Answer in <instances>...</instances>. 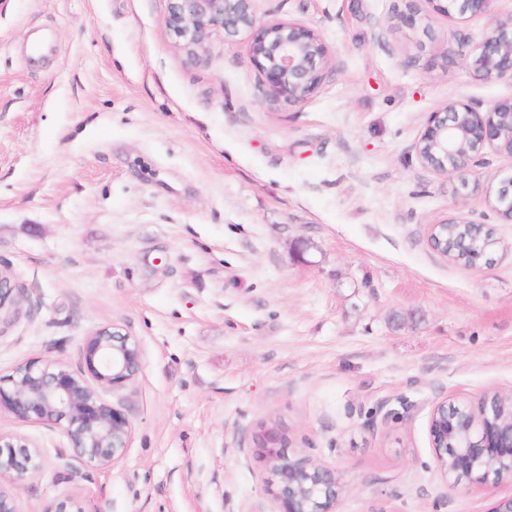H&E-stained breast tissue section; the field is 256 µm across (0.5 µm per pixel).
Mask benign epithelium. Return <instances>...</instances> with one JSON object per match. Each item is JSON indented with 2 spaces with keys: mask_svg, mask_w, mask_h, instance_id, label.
<instances>
[{
  "mask_svg": "<svg viewBox=\"0 0 512 512\" xmlns=\"http://www.w3.org/2000/svg\"><path fill=\"white\" fill-rule=\"evenodd\" d=\"M449 16L495 13L498 0H428ZM168 25L189 47H201L215 30L228 36L247 34V60L263 77L268 93L290 103L306 101L337 69L322 37L294 22L261 21L252 0H169ZM464 65L478 80L512 83V18L499 21L485 38L463 55ZM420 165L443 176L461 178L482 156L493 151L512 157V96L487 108L450 98L430 113L413 146ZM486 205L512 222V175L480 185ZM479 226L458 217L429 225L432 245L448 224ZM26 291L0 270V311H11ZM83 365L77 369L57 360L30 359L7 378H0V410L21 422L60 428L68 446L58 453L57 478L74 482L86 468H104L124 456L132 435L126 415L104 393L125 387L142 363L138 342L114 325L86 337ZM428 429L435 468L452 490L473 485H512V399L497 404L481 398L468 410L442 399L430 410ZM270 467L268 492L276 512H336L341 484L336 473L304 456L287 453L273 434L258 448ZM44 471L40 446L22 437L0 435V483L21 486ZM42 512H87L75 495L45 504Z\"/></svg>",
  "mask_w": 512,
  "mask_h": 512,
  "instance_id": "1",
  "label": "benign epithelium"
}]
</instances>
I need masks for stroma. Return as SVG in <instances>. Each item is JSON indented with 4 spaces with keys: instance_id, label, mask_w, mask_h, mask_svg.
Masks as SVG:
<instances>
[{
    "instance_id": "1",
    "label": "stroma",
    "mask_w": 512,
    "mask_h": 512,
    "mask_svg": "<svg viewBox=\"0 0 512 512\" xmlns=\"http://www.w3.org/2000/svg\"><path fill=\"white\" fill-rule=\"evenodd\" d=\"M168 7L0 0V267L27 293L0 322V376L34 357L79 367L112 324L142 351L108 395L133 427L114 466L59 481L63 432L0 413L45 461L18 512L65 495L88 512H273L269 432L336 472L339 512H491L512 486L448 489L428 416L512 395V223L413 146L448 98L512 95L454 39L478 44L512 0L463 17L417 0L408 23L403 0H253L338 62L299 104L267 95L245 36L186 47ZM467 215L498 241L474 268L428 242ZM448 224H459V225H468V226H471V225H473V226H479V225L480 226H487L483 222H479L477 220H474V219H471V218H468V217H458V218H455V219H452V220H449V221L447 219L446 221L441 222L439 224L429 225V240H430L431 244L433 245V247L438 252H440L446 258L448 257V251H447V253L443 252L440 249V247L437 245V243H439V245H441V242H442V240L439 237L438 230L439 229H446L448 231V241L452 240L460 232L463 231L462 228H450V229H448ZM448 241H447V244H448Z\"/></svg>"
}]
</instances>
